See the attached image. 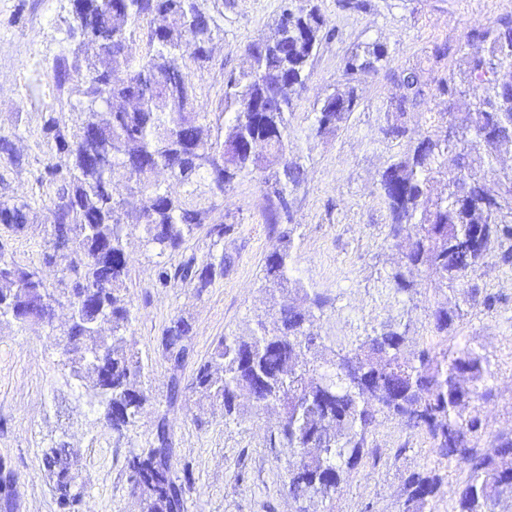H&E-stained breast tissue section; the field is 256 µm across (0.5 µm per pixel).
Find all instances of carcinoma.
<instances>
[{
	"mask_svg": "<svg viewBox=\"0 0 512 512\" xmlns=\"http://www.w3.org/2000/svg\"><path fill=\"white\" fill-rule=\"evenodd\" d=\"M75 14L82 35L99 44L106 61L102 69L94 63L89 67L94 99L82 134L71 144L59 142L72 155L73 169L58 205L53 247L71 244L84 253L82 262L65 267L63 293H91L104 303L105 316L89 311L67 328L65 355L74 376L91 379L93 388L106 396L104 417L112 431L120 433L135 423L148 396L134 383L139 359L119 334L131 319L122 294L127 269L109 266L96 249L109 241L112 249L126 250L128 232L118 216L123 211L128 223L141 227L144 246L160 256L177 250L213 210L211 171L192 167L187 155L193 146L214 147L224 164L226 192L241 177L268 172L265 185L273 200L265 221L277 227L278 242L266 258L264 281L278 317L271 327L260 319L248 334L217 343L211 360L196 371L194 388L200 399L222 402L229 418L240 414L242 395L258 407H280L270 447L288 449V495L296 501L315 496L330 501L339 494L346 476L366 456L378 417L384 416L428 435L446 465L464 466L467 477L452 512H495L503 497L512 496V436L498 438L495 449L486 452L477 447L482 419L462 415L463 408L491 396L495 376L484 358L467 344L439 352L425 347L407 358L402 351L409 324L391 322L347 340L327 358L314 317L324 314L329 300L290 278L296 227L288 196L304 180L305 170L288 157L289 118L294 96L306 86L311 59L327 36L326 20L312 0H282L269 34L246 45L249 67L230 74L224 92L227 134L213 139L207 134L210 113L202 111L197 90L183 72L209 59L210 26L195 25L203 14L198 0H75ZM143 20L151 28L150 43L137 57L132 28ZM475 40L485 44L484 52L469 54L460 47L458 70L433 90L415 70L397 75L403 93L394 103L396 122L383 134L391 139L417 134L413 150L388 165L380 179L390 210L392 246L400 247L401 232L413 229L386 278L398 293L416 291L417 284L407 277L412 269L423 270L439 288L452 292L465 287L468 273L491 259L512 265V175L488 179L476 172L492 165L501 148L512 146V11L468 33L467 42ZM388 63L384 44L364 42L344 57L343 73L350 81ZM466 85L481 94L462 108L458 97ZM428 95L447 98V111L417 132L408 126L407 115ZM356 103L355 87L335 89L316 110L311 134L335 131ZM450 128L458 133L452 142ZM90 142L112 158V175L122 174L137 206L115 199L109 175L85 165ZM449 158L452 165L445 169ZM159 169L168 171L183 192L159 183ZM439 173L444 188L435 195L431 185ZM26 209L24 203H0V224L23 229ZM225 264L221 258L198 266L190 258L172 272L162 270L159 281L165 285L189 277L203 290L224 274ZM49 300L36 272L0 258V321L24 324L28 317L40 316L50 322ZM460 312L458 303L432 310L436 333L448 334ZM104 324L112 325V335L101 334ZM190 330L180 318L162 336L163 353L176 366L190 353ZM89 354L108 359L110 380L84 363ZM168 440L163 418L156 426L155 445L128 460L132 490L142 497L145 512H184L191 477L172 478ZM68 456L67 448L44 453L63 507L82 499ZM445 477L438 466L410 472L402 512H433Z\"/></svg>",
	"mask_w": 512,
	"mask_h": 512,
	"instance_id": "1",
	"label": "carcinoma"
}]
</instances>
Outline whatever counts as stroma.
Returning a JSON list of instances; mask_svg holds the SVG:
<instances>
[{"label": "stroma", "mask_w": 512, "mask_h": 512, "mask_svg": "<svg viewBox=\"0 0 512 512\" xmlns=\"http://www.w3.org/2000/svg\"><path fill=\"white\" fill-rule=\"evenodd\" d=\"M313 2L334 34L315 55L291 119L288 145L305 169L289 197L297 226L292 275L330 299L317 323L328 347H335L337 337L400 320L410 325L409 349H452L462 342L475 347L495 374L493 396L481 409L486 429L480 446L490 448L498 435L512 433V265L491 261L476 267L469 284L498 297L496 309L465 307L452 335H437L430 313L447 304V293L425 280L417 295L397 294L386 281L395 252L387 241L390 215L379 179L413 146L410 139L382 134L400 94L396 74L417 69L428 88H435L455 71L457 57L435 58L434 48L461 45L467 31L487 26L512 0H369L362 12L340 8L338 0ZM200 3L213 20L211 57L189 69L188 78L204 111L218 114L228 76L245 68L246 45L268 33L281 0ZM374 40L386 45L389 66L357 77V105L347 121L333 133L311 137L314 109L344 80L345 55ZM92 59L74 0H0V139L8 143L0 150V202L27 206L23 230L0 224V254L36 271L49 289L57 287L66 262L83 258L70 250L65 258L44 261L53 250L59 192L73 163L56 142L74 141L80 132L93 99L87 77ZM268 205L258 173L239 179L217 201L216 219L235 230L224 239L223 276L201 292L190 279L161 286L158 273L190 258L199 264L209 260L214 248L208 226L162 257L142 246L139 230L130 229L131 319L125 337L139 358V386L149 401L122 433L105 422L104 396L77 380L66 362V301L56 303L52 326L0 323V459L13 475L10 494H0V512H62L44 463L45 450L60 446L76 453L72 471L82 486V512H142L131 493L127 462L153 443L163 417L169 422L173 475L187 469L194 478L185 512H401L406 475L438 462L427 435L379 419L368 439L369 455L342 492L328 503H299L284 487L288 452L269 445L277 409H257L245 400L243 417L229 420L220 404L199 399L191 388L217 342L247 333L272 305L262 280L276 244L263 219ZM178 318L192 330L189 356L176 367L164 357L160 338Z\"/></svg>", "instance_id": "obj_1"}]
</instances>
